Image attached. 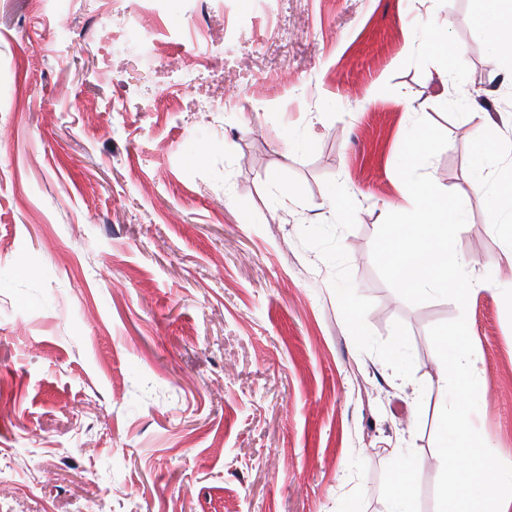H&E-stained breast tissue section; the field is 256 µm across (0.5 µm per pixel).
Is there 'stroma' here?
Returning <instances> with one entry per match:
<instances>
[{
    "label": "stroma",
    "instance_id": "35a3bbf8",
    "mask_svg": "<svg viewBox=\"0 0 512 512\" xmlns=\"http://www.w3.org/2000/svg\"><path fill=\"white\" fill-rule=\"evenodd\" d=\"M125 4L183 74L140 71L112 0H0V512H386L400 452L436 512L428 330L462 312L472 423L512 461V267L462 310L371 257L418 117L470 276L508 245L469 174L512 140L479 0ZM202 86L222 111H189Z\"/></svg>",
    "mask_w": 512,
    "mask_h": 512
}]
</instances>
